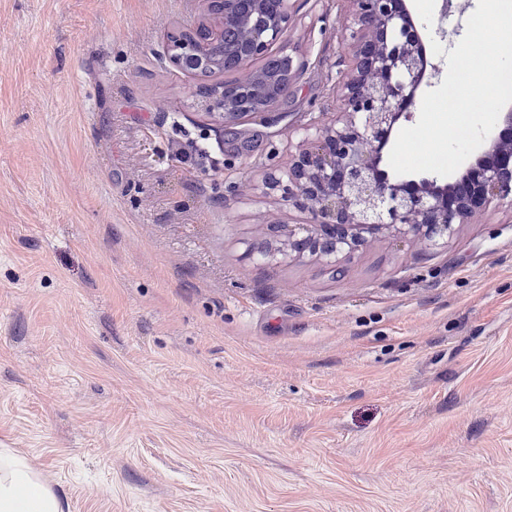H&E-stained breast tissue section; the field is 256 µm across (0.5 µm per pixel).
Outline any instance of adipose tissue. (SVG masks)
Instances as JSON below:
<instances>
[{
    "mask_svg": "<svg viewBox=\"0 0 512 512\" xmlns=\"http://www.w3.org/2000/svg\"><path fill=\"white\" fill-rule=\"evenodd\" d=\"M0 512H62L52 487L10 448H0Z\"/></svg>",
    "mask_w": 512,
    "mask_h": 512,
    "instance_id": "adipose-tissue-1",
    "label": "adipose tissue"
}]
</instances>
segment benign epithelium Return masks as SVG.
<instances>
[{"instance_id":"7a95c632","label":"benign epithelium","mask_w":512,"mask_h":512,"mask_svg":"<svg viewBox=\"0 0 512 512\" xmlns=\"http://www.w3.org/2000/svg\"><path fill=\"white\" fill-rule=\"evenodd\" d=\"M351 25L340 31L349 71L343 112L305 137L286 169L273 168L263 187L281 192L307 224H276L252 245L267 260L293 253L336 263L380 236L431 245L448 242L458 225L493 200L512 197V106L470 165L444 185L429 175L410 179L380 169L396 124L410 120L425 74L428 23L407 0H344ZM289 0H207V17L166 35L165 53L178 71L205 82L210 114L226 123L269 112L288 99L299 73L288 53ZM250 67L249 79L206 83Z\"/></svg>"}]
</instances>
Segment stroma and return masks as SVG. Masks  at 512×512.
Returning <instances> with one entry per match:
<instances>
[{
  "instance_id": "stroma-1",
  "label": "stroma",
  "mask_w": 512,
  "mask_h": 512,
  "mask_svg": "<svg viewBox=\"0 0 512 512\" xmlns=\"http://www.w3.org/2000/svg\"><path fill=\"white\" fill-rule=\"evenodd\" d=\"M204 0H0V448L64 512H512V202L447 244L257 259L346 71L290 0L287 102L167 62Z\"/></svg>"
}]
</instances>
